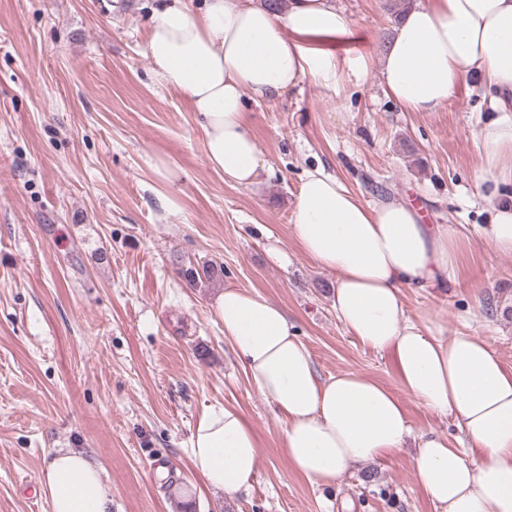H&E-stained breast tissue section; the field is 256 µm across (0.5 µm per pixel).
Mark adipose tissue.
Here are the masks:
<instances>
[{
    "label": "adipose tissue",
    "mask_w": 512,
    "mask_h": 512,
    "mask_svg": "<svg viewBox=\"0 0 512 512\" xmlns=\"http://www.w3.org/2000/svg\"><path fill=\"white\" fill-rule=\"evenodd\" d=\"M352 34L333 0H161L149 22L151 72L182 94L201 120L209 164L247 187L261 154L247 101L288 93L308 77L362 76L370 57L345 58ZM387 95L409 112L444 107L469 80L492 95L500 113L478 131L480 170L499 202L486 235L512 253V0H417L394 27L379 60ZM301 252L335 273L332 304L346 331L388 354L400 390L355 371L320 378L295 326L278 305L228 288L215 310L251 384L283 417L293 469L332 483L349 467L379 462L411 433L405 398L436 416H453L462 436L420 437L413 467L439 512H512V371L481 337L449 335L427 315L409 317L405 289L455 283L460 230L429 224L398 199L360 200L322 170L302 180L291 226ZM189 457L201 486L232 496L259 461V440L239 410L214 405L198 421ZM39 484L51 512H109L100 468L84 453H56Z\"/></svg>",
    "instance_id": "1"
}]
</instances>
